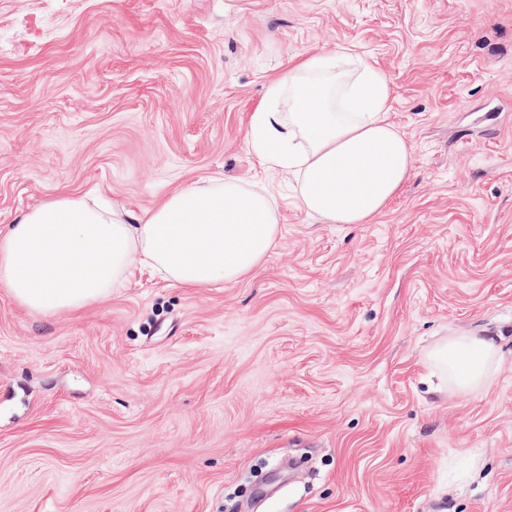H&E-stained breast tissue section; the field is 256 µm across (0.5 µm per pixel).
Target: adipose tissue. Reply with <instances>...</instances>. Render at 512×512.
Returning <instances> with one entry per match:
<instances>
[{"mask_svg":"<svg viewBox=\"0 0 512 512\" xmlns=\"http://www.w3.org/2000/svg\"><path fill=\"white\" fill-rule=\"evenodd\" d=\"M384 74L357 51L313 49L271 80L246 142L269 171L294 173L303 209L326 224H369L413 174L410 146L388 113ZM280 233L275 200L252 185L208 178L143 215L60 192L0 229V287L29 311L77 312L124 287L138 255L162 280L209 288L252 272ZM503 346L476 333L426 353L448 389L489 386Z\"/></svg>","mask_w":512,"mask_h":512,"instance_id":"adipose-tissue-1","label":"adipose tissue"}]
</instances>
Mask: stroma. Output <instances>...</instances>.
<instances>
[{
	"mask_svg": "<svg viewBox=\"0 0 512 512\" xmlns=\"http://www.w3.org/2000/svg\"><path fill=\"white\" fill-rule=\"evenodd\" d=\"M350 46L414 173L323 224L247 146L267 83ZM260 181L280 234L239 281L42 315L0 288V512H512V0H0V228L96 191L140 215ZM507 336L439 389L438 338Z\"/></svg>",
	"mask_w": 512,
	"mask_h": 512,
	"instance_id": "1",
	"label": "stroma"
}]
</instances>
